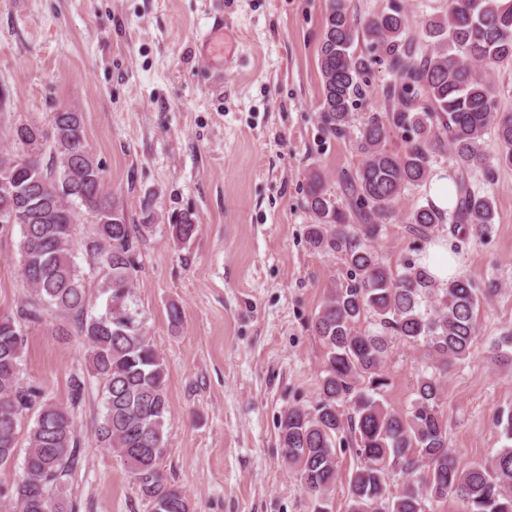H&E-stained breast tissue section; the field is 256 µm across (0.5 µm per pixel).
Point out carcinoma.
I'll return each mask as SVG.
<instances>
[{
  "mask_svg": "<svg viewBox=\"0 0 512 512\" xmlns=\"http://www.w3.org/2000/svg\"><path fill=\"white\" fill-rule=\"evenodd\" d=\"M404 31L397 5L357 22L344 0H329L318 51L325 123L337 135L346 133L350 107L362 95L369 59L353 50L359 38L388 57L397 75L390 89L396 107L369 115L359 129L362 162L347 178L351 203L331 198L319 174L309 177L307 204L318 218L308 228L309 240L344 257L348 282L328 291L314 319L327 350L319 399L310 410L284 413L279 444L314 499L313 512H328L338 445L353 447L359 461L348 481V512H426V502L450 493L465 512H512V409L495 417L508 444L466 467L448 448V421L440 410L441 378L470 357L486 296L465 276L441 283L414 262L394 269L375 247L397 198L407 186L428 181L432 153L441 150L458 171L456 204L448 211L421 205L410 223L426 239L447 223L463 234L490 232L493 199L469 174L480 169L490 183L495 165L512 166V113L497 110L492 82L496 68L512 64V0H448L447 15L426 27L431 48L421 58ZM392 128L414 135L401 155L385 147ZM488 134L497 146L493 155L486 150ZM9 138L12 152L0 154V230L18 206L6 185L30 186L34 210L33 223L20 225L17 244V273L31 294L15 313L0 315V466L11 465L20 440L26 441L21 476L4 499L11 512H69L59 491L79 455L71 412L21 380L28 345L23 326L59 312L75 320L86 346V374L70 377L71 406L97 381L104 407L99 446L121 458L150 512H189L186 496L161 470L167 368L144 332L132 293L142 231L150 225L129 223L123 206L105 191L82 113L55 112L47 130L20 120L10 126ZM86 215L96 231L78 241L74 226ZM196 230L190 217L171 225L180 241ZM79 251L93 263V284L76 262ZM92 287L105 298L98 314L89 312ZM367 318L370 328L361 325ZM394 338L422 346L429 360L401 412L377 399L390 385L385 365ZM494 349L499 362L512 364V331ZM395 470L403 480L393 491L388 480Z\"/></svg>",
  "mask_w": 512,
  "mask_h": 512,
  "instance_id": "cac0c4a2",
  "label": "carcinoma"
}]
</instances>
